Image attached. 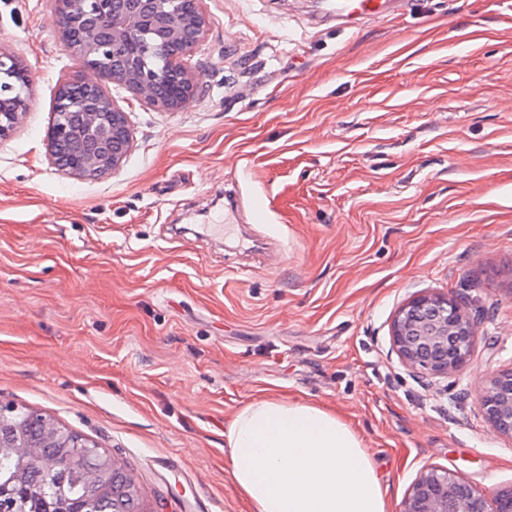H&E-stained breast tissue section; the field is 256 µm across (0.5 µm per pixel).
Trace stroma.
Wrapping results in <instances>:
<instances>
[{"instance_id":"stroma-1","label":"stroma","mask_w":512,"mask_h":512,"mask_svg":"<svg viewBox=\"0 0 512 512\" xmlns=\"http://www.w3.org/2000/svg\"><path fill=\"white\" fill-rule=\"evenodd\" d=\"M322 2L204 0L196 94L162 112L113 89L134 147L84 181L46 133L60 73L88 72L50 0H0L33 94L0 140V404L94 441L145 512H248L224 431L266 396L343 417L394 512L430 464L512 484L475 399L512 365V0H411L353 29L313 25ZM436 289L479 340L433 382L390 328Z\"/></svg>"}]
</instances>
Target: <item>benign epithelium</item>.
<instances>
[{
	"mask_svg": "<svg viewBox=\"0 0 512 512\" xmlns=\"http://www.w3.org/2000/svg\"><path fill=\"white\" fill-rule=\"evenodd\" d=\"M161 0H55L59 27L69 23L85 31L84 54L79 56L93 80L78 84L94 92L80 111L60 106L48 128L50 164L66 174L93 180L119 169L132 150L128 113L112 97V87L128 91L139 105L162 111L179 110L197 90V76L185 63L205 36L209 19L200 0H190L193 19L175 21L159 7ZM163 30L171 47L168 71L176 73L182 92L171 98L157 86L154 74L140 68L129 55L112 64L108 74L97 57L109 46L137 44L143 31ZM31 80L20 57L0 44V98L10 111L0 109V140L21 126L32 108ZM478 339L477 320L457 296L429 292L407 300L391 323V345L398 360L421 374L448 378L471 366ZM512 366L492 376L478 396L483 416L502 436L512 440ZM11 454L28 467L50 468L55 460L34 448L17 444ZM401 512H512V485L490 491L474 488L457 474L437 466L421 469L402 502Z\"/></svg>",
	"mask_w": 512,
	"mask_h": 512,
	"instance_id": "1",
	"label": "benign epithelium"
}]
</instances>
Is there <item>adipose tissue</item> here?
Listing matches in <instances>:
<instances>
[{"instance_id": "obj_1", "label": "adipose tissue", "mask_w": 512, "mask_h": 512, "mask_svg": "<svg viewBox=\"0 0 512 512\" xmlns=\"http://www.w3.org/2000/svg\"><path fill=\"white\" fill-rule=\"evenodd\" d=\"M224 444L248 512H389L362 435L317 404L253 400L225 430Z\"/></svg>"}]
</instances>
